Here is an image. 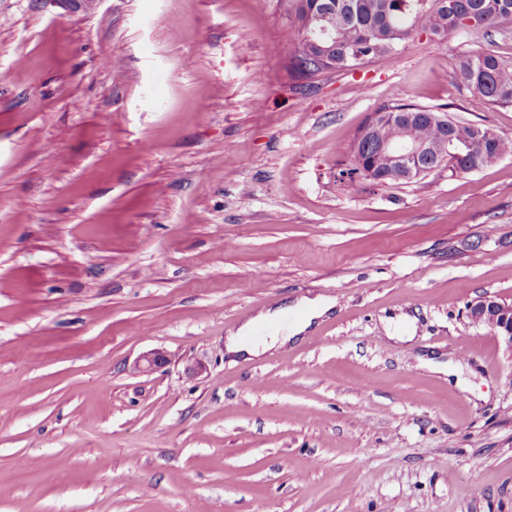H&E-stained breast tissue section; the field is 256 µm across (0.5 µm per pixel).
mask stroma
Wrapping results in <instances>:
<instances>
[{"label": "stroma", "instance_id": "stroma-1", "mask_svg": "<svg viewBox=\"0 0 512 512\" xmlns=\"http://www.w3.org/2000/svg\"><path fill=\"white\" fill-rule=\"evenodd\" d=\"M288 24L0 0V512H512V350L467 316L512 302V157L347 174L384 106L512 138L456 71L512 65V22L312 78ZM317 296L302 340L227 352Z\"/></svg>", "mask_w": 512, "mask_h": 512}]
</instances>
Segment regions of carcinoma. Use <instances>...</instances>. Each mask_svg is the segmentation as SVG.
I'll return each instance as SVG.
<instances>
[{"label":"carcinoma","instance_id":"cac0c4a2","mask_svg":"<svg viewBox=\"0 0 512 512\" xmlns=\"http://www.w3.org/2000/svg\"><path fill=\"white\" fill-rule=\"evenodd\" d=\"M336 3V69L369 63L397 51L402 42L417 32L444 36L466 30L464 19L475 14L484 27L512 19V0H289L291 23L285 37L296 42L293 66L311 78L322 72L314 59L319 48L305 43L304 30L310 16ZM458 74L473 94L485 104H512V65L489 53L465 55L458 62ZM385 112H409L408 129L416 139L448 151V163L459 172L487 167L512 156V139L489 128L448 118L443 125L432 119L433 109L398 104ZM349 174L365 178L372 172L375 185L395 183L390 161L379 152L376 140H353L349 148Z\"/></svg>","mask_w":512,"mask_h":512}]
</instances>
